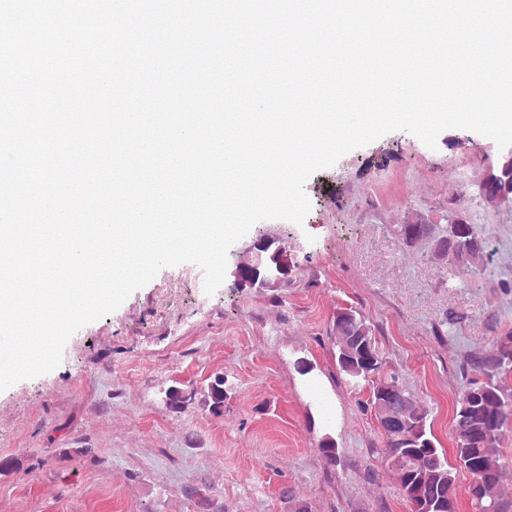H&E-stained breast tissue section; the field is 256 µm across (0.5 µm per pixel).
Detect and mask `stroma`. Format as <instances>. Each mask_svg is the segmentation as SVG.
<instances>
[{"label":"stroma","instance_id":"obj_1","mask_svg":"<svg viewBox=\"0 0 512 512\" xmlns=\"http://www.w3.org/2000/svg\"><path fill=\"white\" fill-rule=\"evenodd\" d=\"M503 153L465 128L442 130L432 148L388 132L305 180L302 223L255 222L229 247L214 292L196 263L162 267L73 333L55 368L0 391V512H198L189 485L211 512H288L284 487L312 512H410L361 407L367 389L336 370L331 318L347 305L365 315L452 449L471 354L512 330V204L480 191ZM456 214L489 251L452 282L431 242H405L400 227ZM260 233L287 250L290 281L234 289L231 273ZM452 312L461 319L451 326ZM300 357L312 374L297 372ZM216 373L222 415L165 407L173 382L200 388ZM327 434L332 459L319 448Z\"/></svg>","mask_w":512,"mask_h":512}]
</instances>
